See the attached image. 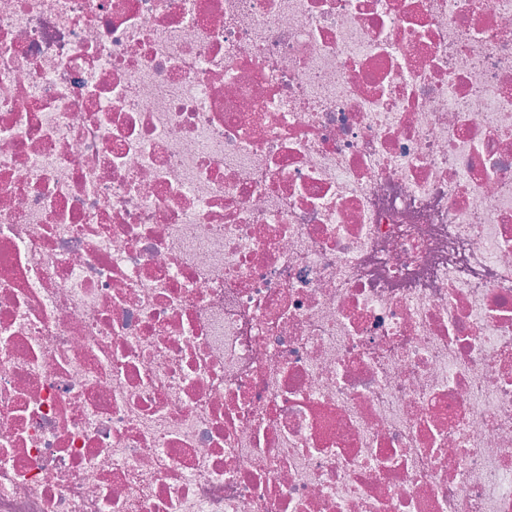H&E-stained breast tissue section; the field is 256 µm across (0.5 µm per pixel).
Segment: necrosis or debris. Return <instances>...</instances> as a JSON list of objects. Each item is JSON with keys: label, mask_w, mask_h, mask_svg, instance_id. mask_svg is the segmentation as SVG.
Wrapping results in <instances>:
<instances>
[{"label": "necrosis or debris", "mask_w": 512, "mask_h": 512, "mask_svg": "<svg viewBox=\"0 0 512 512\" xmlns=\"http://www.w3.org/2000/svg\"><path fill=\"white\" fill-rule=\"evenodd\" d=\"M0 512H512V0H0Z\"/></svg>", "instance_id": "necrosis-or-debris-1"}]
</instances>
